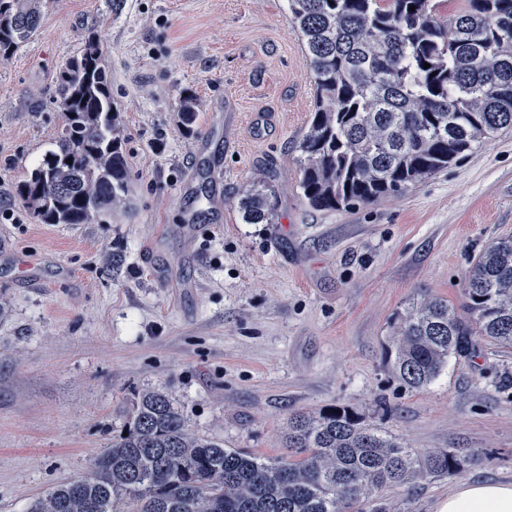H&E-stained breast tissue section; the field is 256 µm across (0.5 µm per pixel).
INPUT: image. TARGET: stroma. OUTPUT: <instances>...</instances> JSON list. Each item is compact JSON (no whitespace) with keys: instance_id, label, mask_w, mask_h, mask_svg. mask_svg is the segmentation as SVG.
<instances>
[{"instance_id":"stroma-1","label":"stroma","mask_w":512,"mask_h":512,"mask_svg":"<svg viewBox=\"0 0 512 512\" xmlns=\"http://www.w3.org/2000/svg\"><path fill=\"white\" fill-rule=\"evenodd\" d=\"M42 15L0 61V512L85 474L144 390L267 461L287 455L290 417L335 406L418 461L455 458L352 512H437L461 481L512 482V348L449 358L420 389L390 365L399 316L427 297L462 308L474 256L512 237V129L405 194L315 211L296 149L314 86L288 0H43ZM91 35L131 198L44 224L16 186L61 133L56 78ZM268 185L275 223H242L241 197Z\"/></svg>"}]
</instances>
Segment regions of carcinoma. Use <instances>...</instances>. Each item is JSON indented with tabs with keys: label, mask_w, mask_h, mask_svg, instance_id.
<instances>
[{
	"label": "carcinoma",
	"mask_w": 512,
	"mask_h": 512,
	"mask_svg": "<svg viewBox=\"0 0 512 512\" xmlns=\"http://www.w3.org/2000/svg\"><path fill=\"white\" fill-rule=\"evenodd\" d=\"M40 2L0 0V57L38 30ZM288 15L315 87L298 144L310 208L351 210L404 194L512 128V0H288ZM57 82L61 135L17 193L44 224H89L124 203L130 182L96 38ZM197 107L185 93V126ZM274 194L247 191L243 223H275ZM464 297L461 312L429 298L401 316L393 369L407 386L429 385L449 357H466L482 341L512 347V238L475 257ZM286 448L276 461L226 448L191 433L167 395L142 391L89 472L27 512H350L417 474L402 443L347 408L289 418ZM427 466L450 474L456 462L433 454Z\"/></svg>",
	"instance_id": "carcinoma-1"
}]
</instances>
